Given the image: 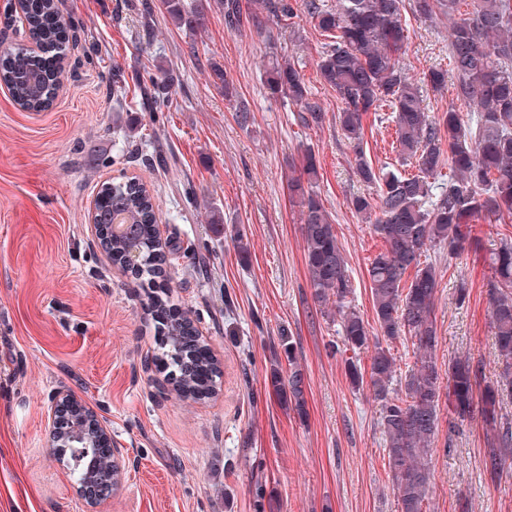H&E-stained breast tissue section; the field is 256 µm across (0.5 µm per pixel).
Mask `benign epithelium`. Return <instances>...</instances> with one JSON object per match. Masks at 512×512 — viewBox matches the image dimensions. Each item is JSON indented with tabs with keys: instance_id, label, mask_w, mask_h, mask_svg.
<instances>
[{
	"instance_id": "7a95c632",
	"label": "benign epithelium",
	"mask_w": 512,
	"mask_h": 512,
	"mask_svg": "<svg viewBox=\"0 0 512 512\" xmlns=\"http://www.w3.org/2000/svg\"><path fill=\"white\" fill-rule=\"evenodd\" d=\"M47 434L51 448H67L69 440L78 438L84 447L104 454L108 466H99L97 456H91L86 473L75 481L74 487L90 507L112 497L120 485L125 460L121 449L101 448L103 442L112 443V431L93 407L67 387L56 389L50 399Z\"/></svg>"
}]
</instances>
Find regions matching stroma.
Segmentation results:
<instances>
[{
  "label": "stroma",
  "instance_id": "obj_1",
  "mask_svg": "<svg viewBox=\"0 0 512 512\" xmlns=\"http://www.w3.org/2000/svg\"><path fill=\"white\" fill-rule=\"evenodd\" d=\"M157 2L66 0L65 91L48 110L25 112L0 88V503L15 498L17 512H398L379 406L351 387L333 348L337 325L314 312L301 215L289 201L288 180L311 149L354 304L372 320L367 267L384 244L350 205L364 185L336 121L342 103L318 70L327 38L302 11L285 25L232 31L216 7L205 31L189 33ZM146 3L155 11L145 25ZM404 4L410 75L448 68L447 16L424 20L413 0ZM276 52L300 72L321 125L304 126L299 106L267 97ZM160 67L172 78L169 109L141 111V89ZM240 104L254 115L249 126L236 121ZM390 113L364 120L376 168L399 165ZM124 174L152 189L161 236L179 246L165 281L218 361L210 398L158 394L164 372L143 368L158 352L144 290L85 221L100 180ZM238 231L250 247L244 261ZM472 234L477 250L437 262V365L447 371L469 354L490 374L489 255L512 238V220L478 221ZM285 334L306 377L303 418L271 383L273 369H288ZM64 384L108 422L126 460L118 490L93 508L46 442L49 398ZM448 420L441 414L433 445L430 512H512V468L495 484L483 473L480 417Z\"/></svg>",
  "mask_w": 512,
  "mask_h": 512
}]
</instances>
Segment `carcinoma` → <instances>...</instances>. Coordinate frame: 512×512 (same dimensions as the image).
<instances>
[{"label":"carcinoma","mask_w":512,"mask_h":512,"mask_svg":"<svg viewBox=\"0 0 512 512\" xmlns=\"http://www.w3.org/2000/svg\"><path fill=\"white\" fill-rule=\"evenodd\" d=\"M65 0H19V22L34 46L18 45L0 57V85L27 112L47 110L55 99L58 75L50 58L63 52L68 39L54 17L64 15ZM461 0H413L426 18L440 11L450 21L448 52L458 97L473 109L467 123L454 108L429 115L413 76L402 57L403 0H336L327 8L318 0H220L224 22L238 29L248 22L258 29L265 21L291 19L303 8L323 35L331 38L318 68L343 105L337 113L343 135L354 144L351 163L372 193L353 196L356 214L368 219L385 244L367 269L374 323L353 304L354 288L339 244L336 225L318 195L305 185L316 177L312 152L305 151L300 174L289 183L290 199L300 209L309 287L321 317L339 326L345 352L370 353V373L347 360L346 375L355 390L368 389L379 404V426L387 453L399 512H429L432 445L440 420L442 399L461 422L479 409L486 430L483 471L497 482L512 460V422L500 413L512 397V239L501 241L491 256L488 297L494 328L497 369L486 375L482 363L465 355L448 362L446 393H441L435 296L438 272L421 260L431 250L459 259L474 247L470 224L512 217V0H471V11L457 17ZM162 7L179 29L196 33L206 24L210 3L162 0ZM169 78L164 71L150 76L141 105L160 112ZM425 81L435 92L447 86L448 71L431 69ZM265 88L274 100L304 108L302 121L319 125L324 114L306 102L303 78L286 58L274 59L266 71ZM389 106L394 114L402 173L375 169L362 148L365 116ZM453 177L433 193L443 162ZM98 222L109 224L125 214L131 222L112 239V262L124 266L135 258L132 276L145 288L146 306L156 323L159 356L182 397L202 400L215 394L221 378L212 355L197 353L194 322L183 311L172 317L169 295L156 286L172 262L173 250L161 242L153 196L135 176L111 180L98 190ZM397 340L412 345L413 362L397 373ZM290 366L288 400L305 413L306 382L296 363L289 336L281 337Z\"/></svg>","instance_id":"1"}]
</instances>
